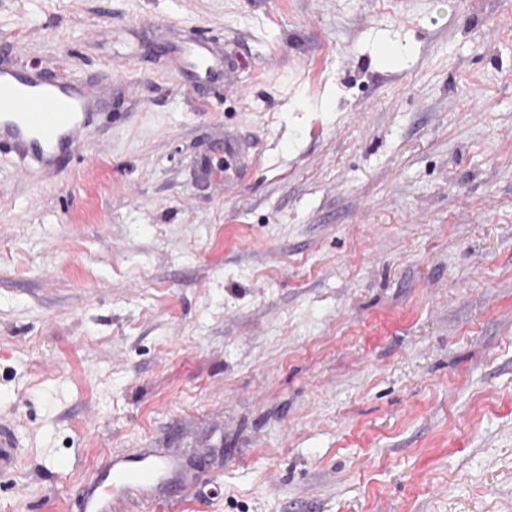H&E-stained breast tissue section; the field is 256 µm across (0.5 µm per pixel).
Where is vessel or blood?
<instances>
[{
    "label": "vessel or blood",
    "mask_w": 512,
    "mask_h": 512,
    "mask_svg": "<svg viewBox=\"0 0 512 512\" xmlns=\"http://www.w3.org/2000/svg\"><path fill=\"white\" fill-rule=\"evenodd\" d=\"M95 99L88 84L61 83L36 69L0 67V146L26 169H54L89 123ZM178 468L172 458L106 451L101 467L83 485L80 512H111L113 497L129 487L155 499Z\"/></svg>",
    "instance_id": "vessel-or-blood-1"
}]
</instances>
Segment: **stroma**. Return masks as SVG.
Instances as JSON below:
<instances>
[{
  "label": "stroma",
  "instance_id": "stroma-1",
  "mask_svg": "<svg viewBox=\"0 0 512 512\" xmlns=\"http://www.w3.org/2000/svg\"><path fill=\"white\" fill-rule=\"evenodd\" d=\"M2 65L107 101L0 148V512L110 448L181 512H512V0H0Z\"/></svg>",
  "mask_w": 512,
  "mask_h": 512
}]
</instances>
